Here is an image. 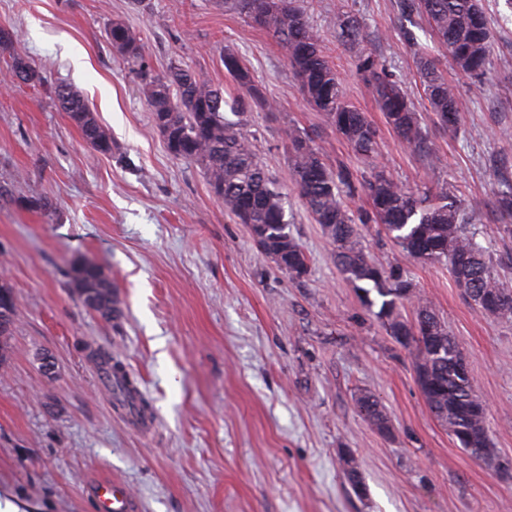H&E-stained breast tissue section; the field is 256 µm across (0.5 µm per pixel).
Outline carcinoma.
Masks as SVG:
<instances>
[{
  "instance_id": "carcinoma-1",
  "label": "carcinoma",
  "mask_w": 512,
  "mask_h": 512,
  "mask_svg": "<svg viewBox=\"0 0 512 512\" xmlns=\"http://www.w3.org/2000/svg\"><path fill=\"white\" fill-rule=\"evenodd\" d=\"M216 2L226 13L245 15L286 49L304 97L326 115L355 154L369 158L376 153L377 128L345 98L318 30L295 0H250L251 12L247 14L242 9L245 0ZM399 10L406 18L416 16L426 22L438 47L460 73L478 77L493 64L483 0H399ZM336 15L341 19V42L360 58L386 125L402 144L435 158L406 94L387 77L379 60L364 53L359 21L339 6ZM108 40L129 71L141 80L152 122L162 133L170 155L199 164L212 192L231 209L239 223L249 225L264 254L289 276L305 277L308 259L285 218L283 194L258 160L242 123L224 115L223 90L179 64L172 65L162 76L153 74L136 36L121 22L112 23ZM223 61L224 69L248 95L239 103L238 111L254 106L266 111L275 109V100L256 83L238 53L225 51ZM416 69L438 122L449 130L457 129L465 106L436 59L420 50ZM55 101L93 152L112 153L111 134L98 123L77 91L60 85L55 90ZM284 139L295 186L314 222L334 245L337 266L361 292L365 305L389 335L414 355L416 375L425 376L430 384L426 402L431 412L451 436H467L466 447L471 454L482 456L487 464L499 462L486 428L485 407L470 378L460 376L455 369L454 360L464 358L459 345L402 268H384L368 258L359 231L361 224H379L407 257L447 263L457 287L468 292L476 306L484 297L512 301V286L495 274L489 251L477 241L475 218L448 192H440L438 201L430 202L427 192L398 182L383 169L357 186L347 167L333 170L325 163L319 146L308 134L289 127ZM359 189L369 199L370 209L356 215L345 205L343 193L352 194ZM496 208L512 214V183H503L496 192ZM66 276L68 287L81 303L94 298L110 310L117 302L112 279L96 264L76 263ZM406 302L415 308L412 321L399 312ZM15 309L14 305L10 308L8 327L0 326L1 361L11 349L9 336ZM423 322L434 324L435 336L440 338L448 357L436 356L418 344L401 340L415 335ZM356 406L372 425L387 419L383 405L369 392L357 396Z\"/></svg>"
}]
</instances>
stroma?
I'll return each mask as SVG.
<instances>
[{
  "instance_id": "35a3bbf8",
  "label": "stroma",
  "mask_w": 512,
  "mask_h": 512,
  "mask_svg": "<svg viewBox=\"0 0 512 512\" xmlns=\"http://www.w3.org/2000/svg\"><path fill=\"white\" fill-rule=\"evenodd\" d=\"M331 0H300L335 57L348 101L380 128L364 159L304 99L284 49L212 0H0V76L23 57L38 84L0 90V278L17 299L11 353L0 363V498L20 512H96L87 489L123 482L138 512H512V468L490 470L426 405L412 358L338 269L333 244L302 206L286 125L311 134L329 166L357 180L385 167L399 181L452 185L479 221L503 282L512 283V218L494 191L512 177V8L485 0L495 65L484 78L440 69L466 102L462 128L441 127L416 77L424 21L407 36L398 0H342L365 51L400 81L440 166L386 126L357 55L338 40ZM120 21L153 73L177 62L223 88L225 115L243 96L224 70L232 49L278 101L240 120L286 196L309 272L294 279L265 255L248 225L212 193L202 168L172 157L139 79L109 43ZM80 92L112 135L100 155L59 110L54 89ZM363 244L379 265L403 268L446 322L487 406L493 448L512 465V322L479 312L447 266L406 257L372 224ZM87 259L112 277L122 313L107 322L66 288ZM108 350L147 402L132 426L97 378ZM51 357L53 373L42 360ZM384 406L391 435L357 412L359 393ZM356 466V494L346 478Z\"/></svg>"
}]
</instances>
